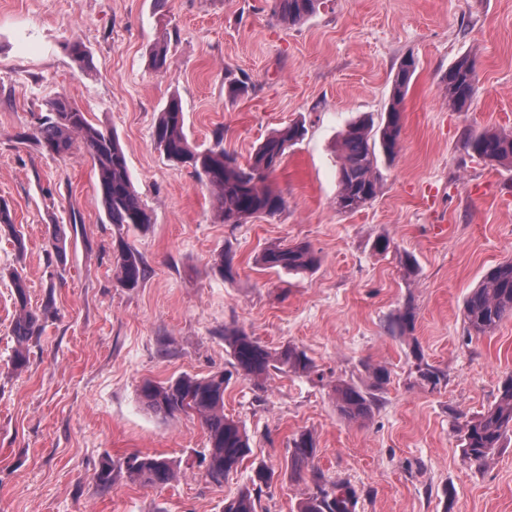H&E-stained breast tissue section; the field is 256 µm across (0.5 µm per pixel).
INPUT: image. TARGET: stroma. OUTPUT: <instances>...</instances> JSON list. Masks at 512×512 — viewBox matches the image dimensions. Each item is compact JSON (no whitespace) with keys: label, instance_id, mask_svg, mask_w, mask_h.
I'll list each match as a JSON object with an SVG mask.
<instances>
[{"label":"stroma","instance_id":"1","mask_svg":"<svg viewBox=\"0 0 512 512\" xmlns=\"http://www.w3.org/2000/svg\"><path fill=\"white\" fill-rule=\"evenodd\" d=\"M73 41L90 51V68L72 61ZM163 43L159 72L151 53ZM408 55L417 68L399 153L380 162L373 201L340 211V134L362 116L383 123ZM465 55L476 61L477 92L457 112L442 76ZM228 69L248 94L228 93ZM58 95L118 138L152 212L148 228L108 223L82 144L64 157L41 149L37 117ZM174 96L192 146L219 142L242 162L273 131L304 123L269 179L285 199L278 214L217 219L205 185L153 144ZM483 127L512 130V0H326L292 28L277 20L274 0H0V200L26 242L20 255L0 235V512H222L260 464L276 472L263 512H297L310 485L290 479L285 463L304 431L326 479L356 490L355 512H512V439L479 467L455 433L512 374V320L472 338L463 316L471 290L512 257V167L464 147ZM58 226L68 234L61 262L47 254ZM123 242L147 265L135 289L115 276ZM299 242L318 254L314 270L261 267L264 248ZM220 253L232 276L216 269ZM15 269L32 307L55 301L19 372L9 364ZM407 304L413 331L388 334ZM228 328L271 349L297 346L315 370H273L255 384L232 366ZM420 360L445 373L438 388L418 380ZM378 366L389 371L379 386ZM216 372L224 412L251 446L220 484L197 465L201 420L155 415L139 397L147 379ZM339 380L374 394L370 420L341 418ZM134 453L179 462V480L144 486L120 474L100 485L106 463Z\"/></svg>","mask_w":512,"mask_h":512}]
</instances>
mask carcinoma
Listing matches in <instances>:
<instances>
[{
    "mask_svg": "<svg viewBox=\"0 0 512 512\" xmlns=\"http://www.w3.org/2000/svg\"><path fill=\"white\" fill-rule=\"evenodd\" d=\"M323 0H275L279 22L295 27L314 15ZM416 70L413 57H406L393 77L392 101L383 125L373 128L369 122L350 123L342 134L341 163L337 172L336 207L355 212L373 201L380 190L382 175L378 159H394L399 152L403 119V103ZM448 106L456 112L466 111L476 94L475 61L469 56L457 60L443 76ZM45 114L37 122V139L50 155L69 153L78 138L89 153L97 175V189L111 224H128L137 228L151 224V214L133 187L124 151L111 133L93 125L87 113L75 107L65 96L57 95L44 104ZM305 135V127L293 123L266 138L249 162L241 164L224 151L223 134L217 135L214 147L198 150L184 133V112L173 97L161 112L153 131L155 146L176 165L192 170L214 193L218 219L224 224H244L253 216H273L280 212L285 200L267 185L268 177L280 166L289 147ZM464 147L478 158L498 165L512 166V131L483 128L470 131ZM0 232L11 239L18 254L25 252L23 234L13 224L6 202L0 201ZM261 263L268 269L300 273L318 263L317 256L305 244L274 245L264 250ZM117 281L124 288H136L144 280L145 265L140 252L128 243L119 244L114 254ZM16 318L12 333L16 348L11 357L12 368L28 367L32 343L42 335L51 314V305L34 309L28 300L26 279L11 275ZM464 319L468 334H492L504 321L512 320V260L497 264L485 280L467 296ZM415 314L406 307L390 323L394 336H404L414 327ZM224 342L230 349L234 366L246 377L262 382L270 369L285 368L293 373L313 371L307 354L287 345L270 350L239 328L224 329ZM418 378L432 388L445 379L438 368L419 363ZM336 408L350 422H364L373 412L372 395L347 382L334 386ZM143 405L156 415L174 417L194 414L207 433V452L201 455L205 476L214 483L237 471L247 456L249 437L243 425L224 415V374L207 377L181 375L163 384L143 381L139 389ZM461 451L466 460L481 467L502 447L512 433V375L501 384L497 401L486 411L464 419L457 425ZM316 440L309 431L293 438L288 449L290 476L299 481L309 477L314 489L299 503V512H355L357 493L348 483L328 482L314 466ZM125 471L129 476L150 486L171 482L176 473L169 460L155 455L134 454L117 466H106L98 474L106 485L111 473ZM275 472L261 464L250 476V484L236 495L224 499L223 512H260L262 488L274 480Z\"/></svg>",
    "mask_w": 512,
    "mask_h": 512,
    "instance_id": "obj_1",
    "label": "carcinoma"
}]
</instances>
